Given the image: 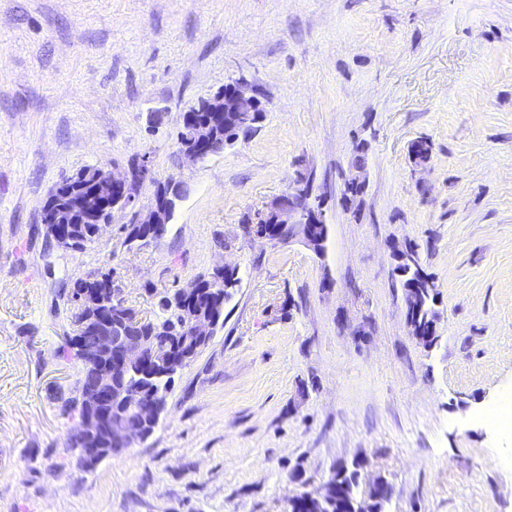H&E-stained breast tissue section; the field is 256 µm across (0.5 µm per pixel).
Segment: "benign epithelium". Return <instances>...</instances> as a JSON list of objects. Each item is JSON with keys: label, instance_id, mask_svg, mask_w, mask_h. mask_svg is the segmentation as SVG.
Segmentation results:
<instances>
[{"label": "benign epithelium", "instance_id": "7a95c632", "mask_svg": "<svg viewBox=\"0 0 512 512\" xmlns=\"http://www.w3.org/2000/svg\"><path fill=\"white\" fill-rule=\"evenodd\" d=\"M192 111L213 112L217 119L224 112H232L237 125L252 127L259 122L265 109L251 82L241 77L232 84L229 91L220 90L199 100V105L193 107ZM215 126L214 121L193 126L188 137L179 142L180 155L192 163L208 158L211 155ZM152 179V164L146 153L135 159L124 171L115 172L102 167L98 170L92 190L82 194L81 186L74 184L73 191L78 193L76 204L85 211L106 207L116 200L122 203L123 208L132 209L133 223L145 226L151 238L156 239L166 229L167 214L176 196L162 197L145 212L138 209V189ZM307 192L304 181H296L288 197L272 202L265 211L257 213V226L249 225L247 229L253 228L261 236L263 232L260 231V226L268 222L285 227L292 224L301 228L307 242H312L322 225L301 205V199ZM46 203L55 208L56 225L53 226V234L58 246L67 250L70 239L66 236L63 225L70 222V211L58 206L57 192L54 190L47 197ZM108 293L109 288L96 287L89 288L78 296L79 303L90 308V315L77 325L75 336L77 348L88 366L94 370L91 382L81 390V404L91 411L102 403L119 401L131 405L139 401V389L112 386L114 366L128 368L148 365L154 372L165 375H175L181 371V368L168 359L170 343L149 345L128 335L129 328L141 321V317L133 309L124 308L119 321L115 323L102 314L99 307ZM188 327L191 335L179 338L185 361L195 354L201 342L214 336L216 321L197 315L190 319ZM107 429L115 445L128 446L140 439V434L128 428L121 419L111 420Z\"/></svg>", "mask_w": 512, "mask_h": 512}]
</instances>
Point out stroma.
<instances>
[{
  "instance_id": "obj_1",
  "label": "stroma",
  "mask_w": 512,
  "mask_h": 512,
  "mask_svg": "<svg viewBox=\"0 0 512 512\" xmlns=\"http://www.w3.org/2000/svg\"><path fill=\"white\" fill-rule=\"evenodd\" d=\"M242 76L255 131L185 160L184 113ZM144 153L141 207L187 188L161 237L128 243L125 210L84 251L46 240L63 178ZM301 177L323 252L246 234ZM407 243L438 292L431 348L406 324ZM220 262L241 280L223 330L148 438L83 469L64 289L111 269L151 318ZM507 390L512 0H0V512H288L356 458L387 512H512V431L487 423Z\"/></svg>"
}]
</instances>
